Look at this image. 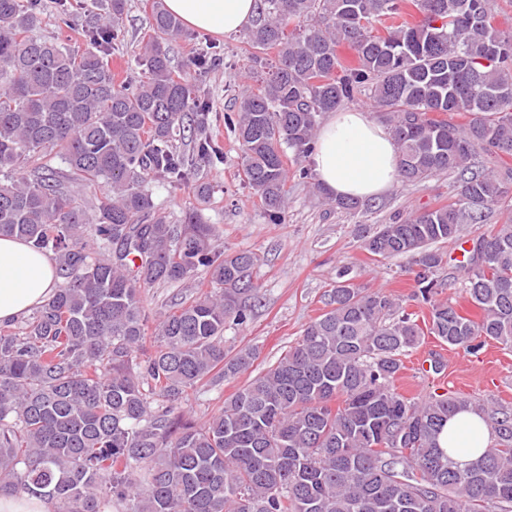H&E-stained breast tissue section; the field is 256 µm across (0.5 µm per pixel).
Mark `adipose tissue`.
<instances>
[{
	"label": "adipose tissue",
	"instance_id": "obj_1",
	"mask_svg": "<svg viewBox=\"0 0 512 512\" xmlns=\"http://www.w3.org/2000/svg\"><path fill=\"white\" fill-rule=\"evenodd\" d=\"M188 27L217 35L240 30L256 0H164ZM309 161L318 181L338 197H379L398 181V153L387 127L362 108L332 113L319 131ZM57 283L50 256L25 242L0 237V324L43 304ZM491 441L480 414L465 410L448 422L440 446L459 463L477 458Z\"/></svg>",
	"mask_w": 512,
	"mask_h": 512
}]
</instances>
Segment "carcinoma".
<instances>
[{"label": "carcinoma", "instance_id": "1", "mask_svg": "<svg viewBox=\"0 0 512 512\" xmlns=\"http://www.w3.org/2000/svg\"><path fill=\"white\" fill-rule=\"evenodd\" d=\"M126 2L108 0L80 49L34 34L41 0H0V237L52 253L59 278L0 333V494L28 490L58 512H512V409L396 386L426 330L470 355L488 340L512 348V218L473 243L459 276L438 275L432 248L512 208V170L474 165L512 156V32L492 0H258L245 44L265 77L224 123L268 219L286 207L284 152L308 175L322 114L359 95L386 116L402 181L456 171L457 201L363 236L374 256L412 257L426 328L343 268L328 310L201 427L180 413L183 395L259 357L224 350L226 326L246 323L258 299V256L224 250L194 211L180 224L157 213L153 181L200 201L213 191L174 141L188 120L197 156L222 157L194 77L215 58L175 71L167 43L185 30L156 0L139 75L116 80L110 46ZM70 183L102 188L94 212ZM315 187L339 210L364 207ZM200 269L209 290L178 304L139 357L146 289ZM457 285L475 314L439 298ZM465 409L495 439L461 465L438 439Z\"/></svg>", "mask_w": 512, "mask_h": 512}]
</instances>
